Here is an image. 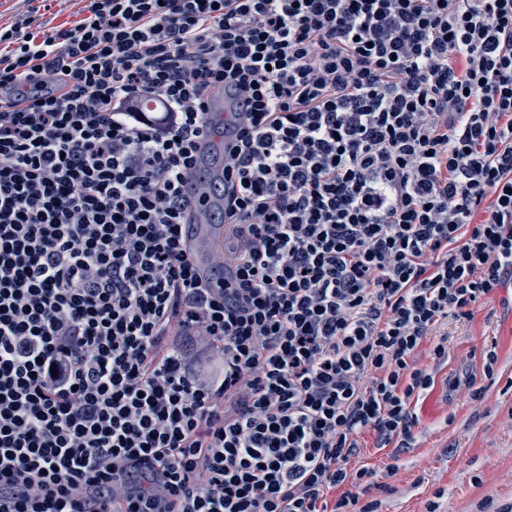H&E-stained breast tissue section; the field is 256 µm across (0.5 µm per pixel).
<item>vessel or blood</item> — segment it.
<instances>
[{"label":"vessel or blood","mask_w":512,"mask_h":512,"mask_svg":"<svg viewBox=\"0 0 512 512\" xmlns=\"http://www.w3.org/2000/svg\"><path fill=\"white\" fill-rule=\"evenodd\" d=\"M235 129L204 138L196 169L186 179L185 190L189 200L184 222L185 243L197 276L204 282L221 286L223 277L236 271L233 261L223 258L224 237L231 227L223 220L212 219V211L223 208L224 200L213 195L210 184L224 181V157L235 139Z\"/></svg>","instance_id":"1"}]
</instances>
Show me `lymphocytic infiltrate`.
I'll list each match as a JSON object with an SVG mask.
<instances>
[{
  "instance_id": "f902f5d3",
  "label": "lymphocytic infiltrate",
  "mask_w": 512,
  "mask_h": 512,
  "mask_svg": "<svg viewBox=\"0 0 512 512\" xmlns=\"http://www.w3.org/2000/svg\"><path fill=\"white\" fill-rule=\"evenodd\" d=\"M82 2L0 26V512H377L361 436L512 275V0ZM81 3L78 0H62L61 2H51L49 11L41 9V21L48 25L54 26L61 23L71 24L77 20L78 15L76 12L80 9ZM236 129L228 128L223 135L219 133L204 138L196 169L187 176L185 190L189 200L184 222L187 224L185 243L192 258L197 276L216 288L223 286V275L216 278V272L231 277L236 265L227 257L219 259L224 252V236L231 229V224H224L223 219L211 220L214 210L224 211V200L213 195L209 182L221 185L224 182V155H228L235 139ZM207 173V176H206Z\"/></svg>"
}]
</instances>
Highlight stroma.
<instances>
[{
    "label": "stroma",
    "instance_id": "stroma-1",
    "mask_svg": "<svg viewBox=\"0 0 512 512\" xmlns=\"http://www.w3.org/2000/svg\"><path fill=\"white\" fill-rule=\"evenodd\" d=\"M447 360L429 363L435 385L411 406L418 418L414 438L403 448L376 447L364 435L360 466L386 477L376 492L381 512H479L483 501L512 504V280L477 306L469 320L449 321ZM495 349L493 379L477 378L481 396L465 384ZM396 465L386 476L387 465Z\"/></svg>",
    "mask_w": 512,
    "mask_h": 512
}]
</instances>
